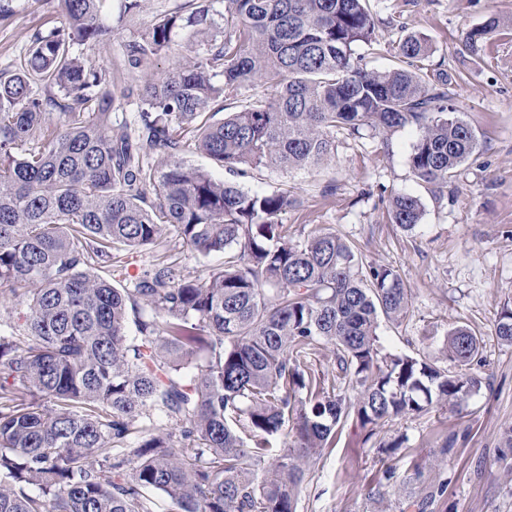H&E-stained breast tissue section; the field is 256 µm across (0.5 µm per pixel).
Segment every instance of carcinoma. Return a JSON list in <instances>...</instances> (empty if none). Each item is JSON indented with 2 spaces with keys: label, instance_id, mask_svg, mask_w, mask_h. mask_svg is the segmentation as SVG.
<instances>
[{
  "label": "carcinoma",
  "instance_id": "cac0c4a2",
  "mask_svg": "<svg viewBox=\"0 0 512 512\" xmlns=\"http://www.w3.org/2000/svg\"><path fill=\"white\" fill-rule=\"evenodd\" d=\"M59 2L64 22L0 73V512H155L159 496L174 512H296L306 466L348 416V386L361 387L364 428L478 390L471 329L448 332L454 373L381 354L380 320L410 315L400 276L329 228L293 239L280 219L300 203L293 191L236 181L314 168L338 133L413 127L414 176L446 185L478 137L447 80L423 71L425 36L399 40L408 67L378 71L355 55L376 42L366 0H226L220 42L119 91L74 51L105 40L107 0ZM209 12L187 0L157 17L130 67L206 28ZM500 28L490 16L465 47L478 53ZM257 83L271 94L245 95ZM119 95L141 103L132 124L112 120ZM226 101L238 111L220 118ZM191 137L230 178L178 158ZM422 212L410 193L389 204L405 230ZM171 227L223 261L185 273L154 256L115 285L124 252ZM494 328L512 342V307ZM326 344L331 377L317 367Z\"/></svg>",
  "mask_w": 512,
  "mask_h": 512
}]
</instances>
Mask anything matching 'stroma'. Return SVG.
<instances>
[{
  "label": "stroma",
  "instance_id": "obj_1",
  "mask_svg": "<svg viewBox=\"0 0 512 512\" xmlns=\"http://www.w3.org/2000/svg\"><path fill=\"white\" fill-rule=\"evenodd\" d=\"M184 0H144L125 13L123 0H108L110 33L97 49L85 50L93 67L116 86L140 81L128 65V46L147 33L160 14ZM12 11L0 24V72L14 70L34 34L60 24L58 0H0ZM376 15L377 50L372 69L396 67V47L408 33L426 36L433 53L429 76L444 74L452 103L477 132L479 147L435 199L416 179L409 155L416 131L397 130L388 139L337 137L331 157L311 170L281 174L268 169L242 178L247 189L292 187L298 206L282 221L298 234L333 227L354 243L366 263L393 268L405 282L412 317L382 322L383 352L421 353L438 366L446 357L450 328L466 325L481 338L474 373L481 387L460 405L433 404L427 411L361 428L344 418L331 447L309 467L296 512H512V467L496 457L512 426V343L495 334L494 320L512 304V35L494 33L478 54L463 35L490 14L512 19V0H367ZM333 194H325L326 186ZM418 196L419 224L406 231L392 224L389 201L399 193ZM401 446L391 457L379 448ZM450 453H443L444 445ZM395 472L382 480L384 467Z\"/></svg>",
  "mask_w": 512,
  "mask_h": 512
}]
</instances>
